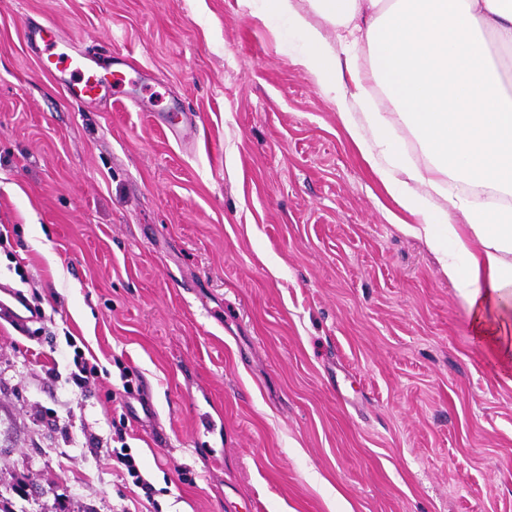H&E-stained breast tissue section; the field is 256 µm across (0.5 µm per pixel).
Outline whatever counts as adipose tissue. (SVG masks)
<instances>
[{"label": "adipose tissue", "mask_w": 512, "mask_h": 512, "mask_svg": "<svg viewBox=\"0 0 512 512\" xmlns=\"http://www.w3.org/2000/svg\"><path fill=\"white\" fill-rule=\"evenodd\" d=\"M270 2L306 46L298 64L321 91L335 93L363 160L417 216L406 232L438 255L469 306L474 335L501 373L512 374V0H308L340 30L335 47L294 0ZM363 45L395 118L367 109L356 63ZM398 121L423 145L429 166L406 162ZM458 178L475 195L444 191L442 180Z\"/></svg>", "instance_id": "1"}]
</instances>
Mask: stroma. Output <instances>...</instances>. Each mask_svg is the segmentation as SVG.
I'll return each instance as SVG.
<instances>
[{
	"instance_id": "stroma-1",
	"label": "stroma",
	"mask_w": 512,
	"mask_h": 512,
	"mask_svg": "<svg viewBox=\"0 0 512 512\" xmlns=\"http://www.w3.org/2000/svg\"><path fill=\"white\" fill-rule=\"evenodd\" d=\"M46 19L150 71L196 144L70 101ZM303 49L268 0H0V280L43 312L0 324L11 512H512V385ZM114 433L112 436L113 443H120V447L112 448V461L122 471L125 478H131L133 486L139 488L146 498V500H153V486L144 478L136 459L127 451L128 445L126 443V427L120 421V425H113Z\"/></svg>"
}]
</instances>
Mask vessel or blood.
Wrapping results in <instances>:
<instances>
[{
  "label": "vessel or blood",
  "instance_id": "b4317fda",
  "mask_svg": "<svg viewBox=\"0 0 512 512\" xmlns=\"http://www.w3.org/2000/svg\"><path fill=\"white\" fill-rule=\"evenodd\" d=\"M25 35L42 68L58 76L72 97L106 105L114 97L125 95L127 86L133 83L128 76L129 57L118 59L87 52L68 43L58 27L49 22L28 23ZM132 102L143 111L154 113L176 142L183 143L194 136L195 118L179 104L158 109L150 100L139 96L133 97ZM40 317V312L22 293L8 284H0V320L22 334Z\"/></svg>",
  "mask_w": 512,
  "mask_h": 512
}]
</instances>
